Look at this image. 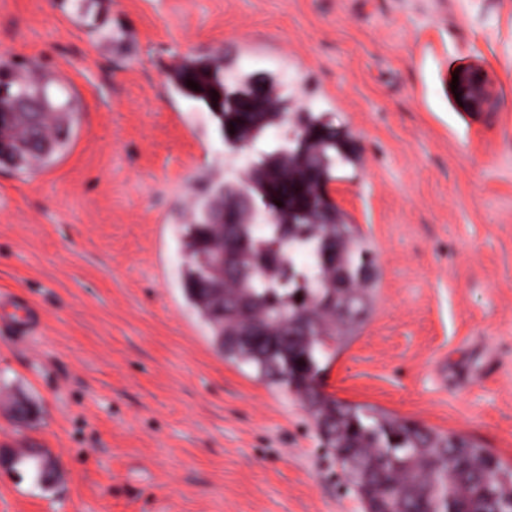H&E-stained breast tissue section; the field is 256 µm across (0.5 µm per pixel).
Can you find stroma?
I'll return each mask as SVG.
<instances>
[{
  "label": "stroma",
  "instance_id": "1",
  "mask_svg": "<svg viewBox=\"0 0 512 512\" xmlns=\"http://www.w3.org/2000/svg\"><path fill=\"white\" fill-rule=\"evenodd\" d=\"M216 51L287 75L289 111L359 149L331 194L378 296L323 391L512 464V0H0V56L80 101L56 163L0 165V294L42 318L26 346L0 331V448L60 474L1 469L0 512H364L299 404L225 362L182 293L176 226L247 159L169 81ZM464 67L493 108H458ZM14 463V455L10 450L0 448V467H11L20 469L22 466H29L34 473V480L44 486L50 485L56 477V463L50 454L42 448H29L26 453L16 455ZM47 459L51 460V468L45 465Z\"/></svg>",
  "mask_w": 512,
  "mask_h": 512
}]
</instances>
